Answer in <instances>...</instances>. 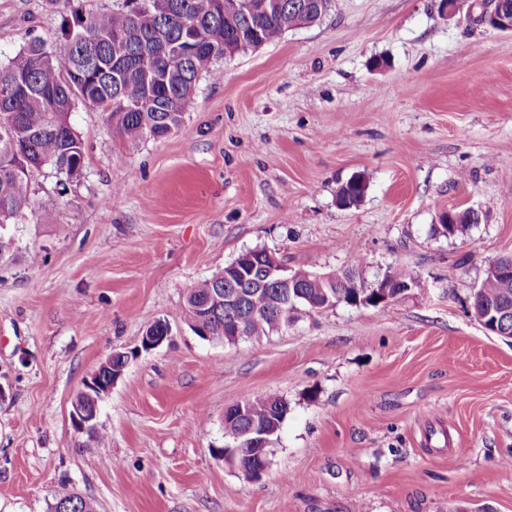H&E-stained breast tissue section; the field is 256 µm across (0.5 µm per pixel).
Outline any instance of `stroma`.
I'll return each mask as SVG.
<instances>
[{
  "label": "stroma",
  "instance_id": "stroma-1",
  "mask_svg": "<svg viewBox=\"0 0 512 512\" xmlns=\"http://www.w3.org/2000/svg\"><path fill=\"white\" fill-rule=\"evenodd\" d=\"M63 15L0 0V64L56 47ZM220 66L163 140L75 106L82 177L35 176L53 223L0 227V512H49L62 484L97 512H512V339L470 313L512 256V32L436 0H336ZM354 175L366 194L340 208ZM466 208L481 222L445 236L442 213ZM256 248L324 273L360 255L365 280L403 266L418 285L261 339L199 338L188 291ZM158 320L170 342L139 352ZM133 349L92 442L71 402ZM269 394L289 412L252 482L218 453L224 410ZM366 191L365 179L360 175H354L339 188L336 196L337 205L344 209L354 207L363 200Z\"/></svg>",
  "mask_w": 512,
  "mask_h": 512
}]
</instances>
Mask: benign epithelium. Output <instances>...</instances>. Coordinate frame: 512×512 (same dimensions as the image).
<instances>
[{
  "label": "benign epithelium",
  "mask_w": 512,
  "mask_h": 512,
  "mask_svg": "<svg viewBox=\"0 0 512 512\" xmlns=\"http://www.w3.org/2000/svg\"><path fill=\"white\" fill-rule=\"evenodd\" d=\"M471 12L477 13V18L486 21L492 17L496 20V29L501 31H512V7L503 0H474L470 3ZM242 279L251 281L253 286H263L267 283L276 282L285 288H294L298 282L293 276H284L283 272L288 267L272 253L267 258L256 262L253 256L244 254L235 262ZM416 282L399 283L388 277H376L369 288L359 286L358 277L351 275L341 281V287L351 289V296L354 297L355 306H379L387 305L397 295H404ZM171 326L160 320L150 325L141 337L140 349L148 352L158 348L171 340ZM131 354L128 352L112 353L83 383V388L77 393L72 401L70 417L74 430L78 433H85L97 425L98 404L104 396L108 395L112 387L122 378L129 364ZM119 360L120 366L112 368V361ZM266 435L265 426L253 422L246 429L236 432L228 437L224 444V462L236 465V458L243 453L244 444L257 445L258 441Z\"/></svg>",
  "instance_id": "obj_1"
}]
</instances>
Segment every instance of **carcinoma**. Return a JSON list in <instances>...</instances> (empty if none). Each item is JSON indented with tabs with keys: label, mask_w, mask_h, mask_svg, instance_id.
Returning <instances> with one entry per match:
<instances>
[{
	"label": "carcinoma",
	"mask_w": 512,
	"mask_h": 512,
	"mask_svg": "<svg viewBox=\"0 0 512 512\" xmlns=\"http://www.w3.org/2000/svg\"><path fill=\"white\" fill-rule=\"evenodd\" d=\"M217 0H141L135 7L88 12L74 11L63 19L56 49L31 41L5 66L0 65V86L15 84L8 96L0 93V225L9 224L25 211L42 224L52 222L55 203L48 198L33 208L31 180L42 170H51L59 182L77 179L84 166V144L70 122L79 103L104 112L117 133L131 142L145 137L163 139L178 129L198 80L224 78L216 62L224 59V48L240 54L250 49L253 38L265 44L301 29L318 3L332 10L333 0H282L279 12L249 11L231 19L216 8ZM128 35L123 44L113 37ZM367 191L360 175L339 188L337 205H358ZM231 265L216 270L188 293L184 321L199 336L207 331L235 340L225 327L233 305L219 304L204 311L201 304L211 291L244 286L226 274ZM293 274L299 278L297 301L305 312H319L338 304H350L342 288H321L306 278L305 264ZM278 289L271 286L251 294L255 315L246 322L247 336L260 338L287 326L289 307L278 306ZM510 310L502 328L512 331V283L505 284L484 273L472 312ZM288 401L277 394L252 400L249 415L231 423L243 428L252 421L268 422L276 428L288 415ZM94 512L93 504L67 485L58 488L51 512Z\"/></svg>",
	"instance_id": "carcinoma-1"
}]
</instances>
